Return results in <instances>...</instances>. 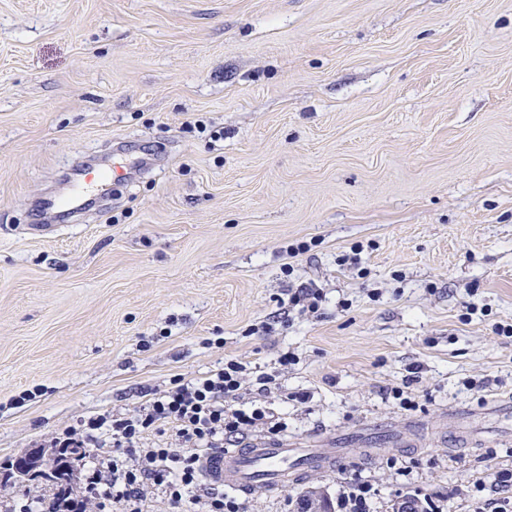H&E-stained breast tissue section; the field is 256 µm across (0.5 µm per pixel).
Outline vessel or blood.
<instances>
[{
  "instance_id": "obj_1",
  "label": "vessel or blood",
  "mask_w": 512,
  "mask_h": 512,
  "mask_svg": "<svg viewBox=\"0 0 512 512\" xmlns=\"http://www.w3.org/2000/svg\"><path fill=\"white\" fill-rule=\"evenodd\" d=\"M116 177L112 168H84L69 196L48 199L45 206L52 212L77 213L87 196H108ZM351 454L348 448H292L284 439L256 437L207 458L203 471L211 486L259 494L297 482L314 472L335 470Z\"/></svg>"
}]
</instances>
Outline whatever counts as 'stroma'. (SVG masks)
I'll return each instance as SVG.
<instances>
[{
  "mask_svg": "<svg viewBox=\"0 0 512 512\" xmlns=\"http://www.w3.org/2000/svg\"><path fill=\"white\" fill-rule=\"evenodd\" d=\"M107 158L146 165L35 230ZM307 283L319 311L260 332ZM510 324L512 0H0V463L289 351L285 438L357 454L242 512L355 482L370 512L495 508Z\"/></svg>",
  "mask_w": 512,
  "mask_h": 512,
  "instance_id": "stroma-1",
  "label": "stroma"
}]
</instances>
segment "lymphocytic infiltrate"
<instances>
[{
  "label": "lymphocytic infiltrate",
  "instance_id": "1",
  "mask_svg": "<svg viewBox=\"0 0 512 512\" xmlns=\"http://www.w3.org/2000/svg\"><path fill=\"white\" fill-rule=\"evenodd\" d=\"M275 386V373L230 358L203 375L176 378L138 410L104 412L67 426L50 445L92 449L83 469L84 512H107L115 503L123 512H144L155 487L171 512H240L234 497L202 490V462L249 433L284 431L267 408L243 401L248 389L264 396Z\"/></svg>",
  "mask_w": 512,
  "mask_h": 512
}]
</instances>
